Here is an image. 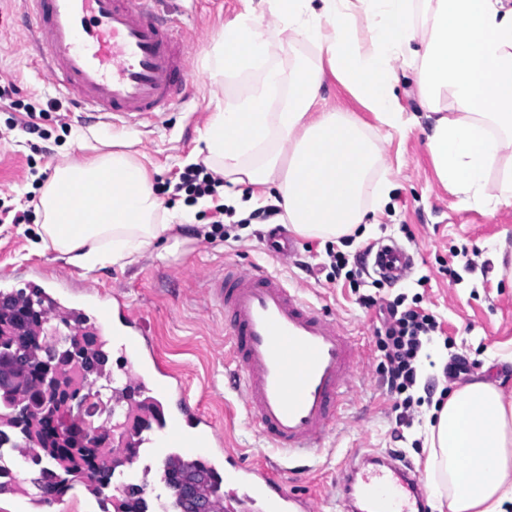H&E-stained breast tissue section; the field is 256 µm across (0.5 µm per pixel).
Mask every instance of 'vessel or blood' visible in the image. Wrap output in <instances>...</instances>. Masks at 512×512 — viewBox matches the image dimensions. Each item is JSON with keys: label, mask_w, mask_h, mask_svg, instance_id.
<instances>
[{"label": "vessel or blood", "mask_w": 512, "mask_h": 512, "mask_svg": "<svg viewBox=\"0 0 512 512\" xmlns=\"http://www.w3.org/2000/svg\"><path fill=\"white\" fill-rule=\"evenodd\" d=\"M28 33L25 47L34 67L80 112L120 126L153 121L189 102L194 79L188 67L189 38L178 0H23ZM382 278L396 282L413 258L402 247L379 249ZM209 304L226 314L228 358L235 366L247 410L270 447L309 452L322 447L338 419L365 353L361 337L334 316L304 300L298 289L262 265L225 264L206 281ZM119 367L126 379L114 394L113 410L127 400L155 392L170 397L157 355L141 338L119 337ZM153 447L158 478L166 480L183 455L200 458L206 482L230 481L265 500L272 512H314L311 496L298 495L265 471L208 455L213 424L189 402L158 419V432L142 438ZM234 462L224 470L223 460ZM359 453L349 454L336 472L344 495L359 491L372 512H426L410 468L390 459L364 472Z\"/></svg>", "instance_id": "1"}]
</instances>
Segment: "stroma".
I'll return each mask as SVG.
<instances>
[{"instance_id":"1","label":"stroma","mask_w":512,"mask_h":512,"mask_svg":"<svg viewBox=\"0 0 512 512\" xmlns=\"http://www.w3.org/2000/svg\"><path fill=\"white\" fill-rule=\"evenodd\" d=\"M183 22L193 36L189 55L195 94L185 108L164 114L147 131H133L135 156L144 157L164 209L179 210L186 195L165 192L166 182L177 181L189 160L203 161L201 133L218 104L244 89L243 82L214 84L205 58L225 24L243 12V0H183ZM21 0H0V84L13 83L14 100H0V286L43 289L84 287L121 292L148 324L160 356L181 368L191 397L215 419L223 435L243 461L276 464L278 478L294 491L317 492L315 512H345L336 491V467L352 452L378 453L407 464L425 475L428 447L424 443L425 415L443 388H458L483 377H506L512 391V366L501 356L512 353V276L500 273L499 252L512 254V207L495 212L471 205L462 193L444 186L426 148L430 118L422 111L411 73L399 69V97L404 124L381 127L382 168L392 182L390 201L376 224L362 239L341 244L346 255L366 246L397 243L414 257V265L398 284L379 289L393 299L406 294L419 308L436 315L442 334L422 357L417 393L424 403L413 414L412 426H397L379 372L381 353L374 330L376 311L361 308L342 281L329 276L325 240L291 235V259L280 261L266 249L272 231L268 224L230 227L229 238H209L207 220L176 226L169 239L136 263L107 265L93 271L75 267L44 247L40 237L43 216L42 174L54 171L62 156L82 158L77 135L109 134L108 126L79 120L67 98L50 78L37 76L28 64L22 29ZM42 110L39 123L45 138L36 140L23 127L29 117L24 104ZM29 211L26 224L13 223L16 211ZM467 250V261L453 254ZM243 267L261 264L299 289L306 300L334 315L349 331L363 337L366 356L343 405L341 415L323 447L311 456L289 459L267 447L241 393L230 383L231 366L225 353L224 316L208 310L204 279L224 263ZM428 277L427 287L417 281ZM449 360L438 363L440 348ZM464 356L467 373L456 376L452 360Z\"/></svg>"}]
</instances>
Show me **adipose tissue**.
Here are the masks:
<instances>
[{"label":"adipose tissue","mask_w":512,"mask_h":512,"mask_svg":"<svg viewBox=\"0 0 512 512\" xmlns=\"http://www.w3.org/2000/svg\"><path fill=\"white\" fill-rule=\"evenodd\" d=\"M225 24L207 55L215 82L261 69L259 81L225 100L202 135L205 161L224 179L238 214L275 204L296 234L354 235L382 211L392 184L380 170L376 128L342 112H317L332 73L379 125L402 122L395 60L434 121L426 144L440 181L488 211L512 206V7L504 0H260ZM369 48L355 38L358 23ZM300 43L320 64L283 68L277 50ZM501 165L496 193L488 174ZM42 241L86 270L131 264L172 221L146 167L128 151L62 158L41 191ZM425 422L429 488L448 512H506L512 504V394L498 381L457 388Z\"/></svg>","instance_id":"1"}]
</instances>
